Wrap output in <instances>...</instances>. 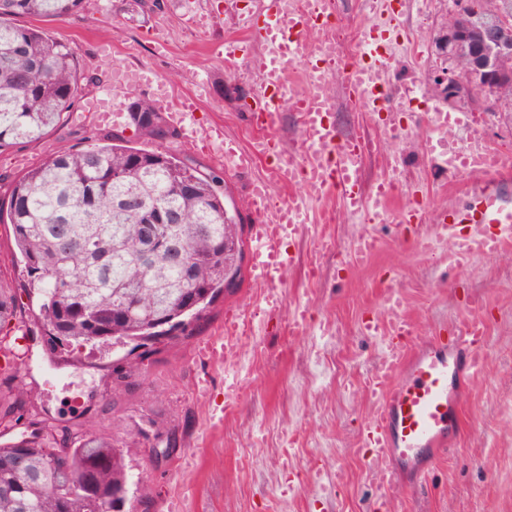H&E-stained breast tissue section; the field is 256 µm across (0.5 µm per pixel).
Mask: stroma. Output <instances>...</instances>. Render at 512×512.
<instances>
[{"mask_svg":"<svg viewBox=\"0 0 512 512\" xmlns=\"http://www.w3.org/2000/svg\"><path fill=\"white\" fill-rule=\"evenodd\" d=\"M257 0H84L81 12L49 18L43 26L69 44L87 73L101 76L97 45L107 40L125 67L149 71L172 86L177 98L196 99V124L219 126L227 139L245 148L252 137L249 106L257 84L245 60H225L219 45L238 35L236 19ZM343 31L345 58H354L368 22L363 0H335ZM444 0H402L415 50H401L391 75L394 84L416 80L419 91L401 113L406 139L386 141L377 114L351 110L342 80H331L340 131L362 136L371 185L402 160L407 192L396 208L421 201L430 218H454L475 179L441 169L434 161L421 123L442 98L428 77L441 59L438 40ZM208 74L211 93L199 97L196 79ZM145 83L138 95L150 97ZM482 138L505 157L503 169L488 183L512 207V105L495 111L476 108ZM119 134L123 143L145 150L155 144L128 119L106 123L67 115L36 143L0 152V181L9 182L57 151L87 138ZM182 161L221 175L244 223L258 214L247 198L249 180L263 176L264 164L245 173L226 169L223 156L179 139ZM372 232L379 249L361 266L351 263L350 244ZM427 224L366 226L352 221L339 197L316 205L310 224L284 243L295 260L283 275L284 301L277 313L261 308L263 289L251 273L218 301L200 335L177 346L160 364L147 368L124 409L113 412L106 391L112 350L82 348L75 365L57 367L42 356L39 328L20 339L25 354L17 383L25 403L19 425H0L15 438L37 425L44 430L87 431L129 441L144 418H158L181 446L161 466L142 452L126 462L133 495L150 490L152 512H370L375 493L364 469L360 433L373 413L365 381L378 361V339L362 333L366 320L382 316L386 285L398 287L417 336H447L451 324L470 316L487 325L482 376L464 393L462 432L451 450L435 462L415 488L394 489L390 512H512V240L497 254L464 269L448 265L447 244L419 248ZM307 309L302 335H292L289 320ZM253 315V333L224 360L205 353L207 343H223L224 322L242 311ZM240 395L227 406V386Z\"/></svg>","mask_w":512,"mask_h":512,"instance_id":"obj_1","label":"stroma"}]
</instances>
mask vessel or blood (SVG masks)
Wrapping results in <instances>:
<instances>
[{"mask_svg":"<svg viewBox=\"0 0 512 512\" xmlns=\"http://www.w3.org/2000/svg\"><path fill=\"white\" fill-rule=\"evenodd\" d=\"M367 6L372 23L351 62L343 60L330 36L327 0H258L256 10L239 16L240 34L225 39V55L240 52L245 37L260 46L247 60L250 72L258 78L250 106L257 131L245 150L223 141L221 132L196 129L193 105L176 103L168 87L153 92V103L159 111L168 113L171 121L182 128L195 130L206 146H223L224 158L234 169L241 171L255 160H267L265 175L249 186V198L262 217L254 229L253 271L265 287L263 303L269 311L281 306L279 284L294 261L282 247L283 238L308 223L313 203L339 196L352 217L365 218L372 224H422L429 220L420 203L399 212L392 208V177L364 187L363 141L358 136L341 135L330 119L335 105L326 94V86L336 71L342 70L348 96L364 99L371 111L384 113L380 127L386 137L395 139L400 135L397 116L405 109L407 95L392 88L390 63L402 46L404 15L395 0H367ZM310 34L315 40L309 45L305 38ZM297 59L302 60L305 72V86L299 92L286 75L288 63ZM99 62L111 69L112 80L100 95L86 101L82 107L86 113L114 111L116 103L144 81L142 73L116 67L111 56H100ZM286 109L298 116L301 132L290 154L277 135ZM430 119L441 132L429 146L440 166L482 176L500 170L501 154L480 139L476 115L438 109ZM451 127L467 133L465 147L453 158L448 155L445 137ZM298 183L303 186L302 192L290 196L287 203L272 206L275 187ZM462 219L477 225L476 234L457 236L450 224L433 225L430 234L431 239L448 243L450 266H468L473 251L493 255L504 242L512 240V207H505L487 188L471 191ZM385 314L386 323L374 318L363 325L364 334L380 337L383 348L366 382L377 404L376 413L362 429L370 450L365 470L378 490L371 512H383L398 483L418 486L454 443L465 385L482 373L487 341L486 327L476 318L452 328L448 340L437 336L415 339L411 322L391 293L386 296Z\"/></svg>","mask_w":512,"mask_h":512,"instance_id":"vessel-or-blood-1","label":"vessel or blood"}]
</instances>
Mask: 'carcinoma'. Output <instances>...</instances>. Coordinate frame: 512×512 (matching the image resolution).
Segmentation results:
<instances>
[{
  "instance_id": "cac0c4a2",
  "label": "carcinoma",
  "mask_w": 512,
  "mask_h": 512,
  "mask_svg": "<svg viewBox=\"0 0 512 512\" xmlns=\"http://www.w3.org/2000/svg\"><path fill=\"white\" fill-rule=\"evenodd\" d=\"M466 31L512 16V0H473ZM83 0H0V152L41 139L73 111L80 84H96L64 42L19 18H66ZM129 123L153 150L90 139L58 151L10 182L6 215L23 267L0 277V328L22 312L52 356L99 340L128 354L166 320L188 338L224 294V270L242 277V234L224 207L219 176L191 170L176 154L178 130L146 98ZM22 292L36 298L19 302ZM130 445L96 436L50 441L34 429L0 443V512H151L147 495L128 497ZM91 475L82 495L78 476Z\"/></svg>"
}]
</instances>
